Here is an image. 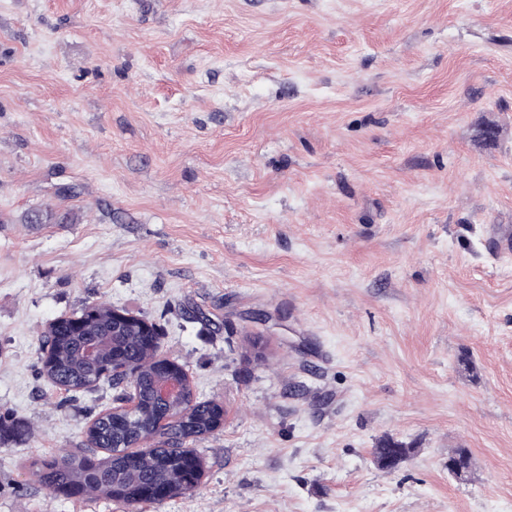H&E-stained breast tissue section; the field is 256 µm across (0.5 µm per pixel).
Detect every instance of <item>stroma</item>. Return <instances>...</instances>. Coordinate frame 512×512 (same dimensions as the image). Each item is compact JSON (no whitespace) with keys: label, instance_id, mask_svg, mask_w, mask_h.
<instances>
[{"label":"stroma","instance_id":"stroma-1","mask_svg":"<svg viewBox=\"0 0 512 512\" xmlns=\"http://www.w3.org/2000/svg\"><path fill=\"white\" fill-rule=\"evenodd\" d=\"M491 226L512 231V0H0V415L25 426L0 512H512ZM101 302L224 407L186 442L195 491L35 481L114 404L39 373L50 321ZM411 453L410 448H406L405 445H403V442L394 441V440H385L378 444L376 448H373V456L374 460L377 463L378 466L385 468L384 465H382V460L385 459L390 454H395V462H400L406 460Z\"/></svg>","mask_w":512,"mask_h":512}]
</instances>
